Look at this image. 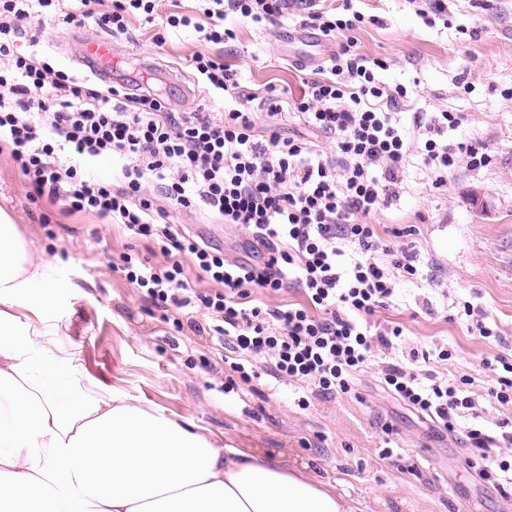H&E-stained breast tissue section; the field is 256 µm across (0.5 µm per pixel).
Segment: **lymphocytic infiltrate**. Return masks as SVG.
Instances as JSON below:
<instances>
[{
    "instance_id": "f902f5d3",
    "label": "lymphocytic infiltrate",
    "mask_w": 512,
    "mask_h": 512,
    "mask_svg": "<svg viewBox=\"0 0 512 512\" xmlns=\"http://www.w3.org/2000/svg\"><path fill=\"white\" fill-rule=\"evenodd\" d=\"M64 10L62 0H0V152H7L29 188L31 202H48L61 213H89L120 226L129 238L154 242L161 264L122 257L125 279L162 311H175L176 331L217 339L229 351L225 391L269 376L277 385L302 388L297 404L350 393L354 377L370 368L377 349L391 357L379 372L385 392L449 434L465 431L481 478L494 487L512 486V459L500 445L512 444V424L487 434L472 396L462 384L418 368V352L396 354L401 323H376L395 294L397 277L416 275L412 258L380 239L370 216L382 199L395 195L410 151L405 130L383 109L406 96L375 75L379 63L358 52L353 36L364 21L358 12L317 9L307 24L324 37L344 42L296 102L309 125L336 138V154L322 156L308 142L270 134L260 139L253 102L268 118L282 115V94L267 88L255 97L241 86L223 55L199 51L189 64L199 82L233 99L234 109L173 111L153 80L135 76L121 86H98L20 53L16 39L33 20L53 19L76 27L93 25L123 34L130 18L154 21L157 0H79ZM284 0H204L198 14L173 12L167 29H193L202 41L236 38L228 14L262 23L282 14ZM458 124L453 112L422 116L426 134L422 163L444 184L458 155L472 167L485 153L442 134ZM120 162V184L89 176L78 164L62 162V151ZM160 182L166 202L147 193ZM205 208L219 223L240 225L263 262L229 259L223 250L171 221L174 212ZM390 258L376 261V251ZM211 288H193L186 266ZM297 285L304 299L272 305L269 295ZM208 322H199L196 310Z\"/></svg>"
}]
</instances>
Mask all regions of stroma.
<instances>
[{
    "mask_svg": "<svg viewBox=\"0 0 512 512\" xmlns=\"http://www.w3.org/2000/svg\"><path fill=\"white\" fill-rule=\"evenodd\" d=\"M346 1L366 18L356 33L360 52L385 63L377 78L407 89L394 107L400 126L413 129L422 112L457 113L459 124L445 139L472 144L487 156L477 169L459 159L440 187L419 157L409 156L397 194L371 218L385 240L413 255L417 269L399 278L395 303L381 311V320L406 326L403 352L451 349L453 358L432 362V370L452 380L471 377V391L483 393L484 359L512 355V0H447L445 15L432 18L417 14L408 0L326 3ZM306 16L304 0H288L281 18L261 26L228 15L235 41L208 44L185 29L161 48L153 40L157 24L140 17L122 35L48 20L33 24L17 46L83 79L87 73L71 47L104 37L115 60L138 70L152 65L175 111L222 112L233 101L198 83L187 58L203 50L221 53L246 88L260 93L273 86L296 101L319 68L297 59L282 33L303 25ZM0 210L17 224L33 255L55 266L63 338L77 365L104 385L167 416L189 419L228 446L305 468L353 500L357 512H512V488L503 491L479 477L469 441L442 434L387 395L374 372L360 376L355 393L305 410L292 391L275 394L263 384L242 398L222 392L217 352L201 337L176 332L119 270L123 254L152 258L151 242L129 239L92 215L63 216L30 204L5 154ZM45 214L50 223H42ZM178 220L227 257L259 262L240 227L213 223L201 209ZM466 302L497 328L499 343L471 335L454 320ZM384 422L399 433V457L379 455Z\"/></svg>",
    "mask_w": 512,
    "mask_h": 512,
    "instance_id": "1",
    "label": "stroma"
}]
</instances>
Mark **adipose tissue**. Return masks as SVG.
I'll return each mask as SVG.
<instances>
[{
  "label": "adipose tissue",
  "instance_id": "ef3b65f1",
  "mask_svg": "<svg viewBox=\"0 0 512 512\" xmlns=\"http://www.w3.org/2000/svg\"><path fill=\"white\" fill-rule=\"evenodd\" d=\"M57 285L0 212V512H354L303 470L82 373Z\"/></svg>",
  "mask_w": 512,
  "mask_h": 512
}]
</instances>
